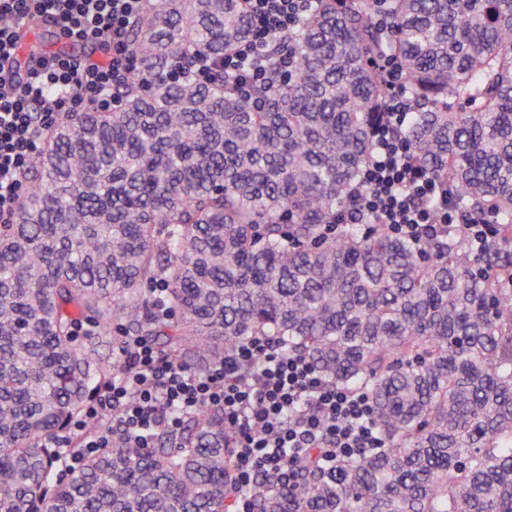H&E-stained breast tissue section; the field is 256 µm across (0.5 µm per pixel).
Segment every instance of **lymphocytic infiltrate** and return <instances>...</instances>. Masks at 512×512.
I'll list each match as a JSON object with an SVG mask.
<instances>
[{
    "label": "lymphocytic infiltrate",
    "mask_w": 512,
    "mask_h": 512,
    "mask_svg": "<svg viewBox=\"0 0 512 512\" xmlns=\"http://www.w3.org/2000/svg\"><path fill=\"white\" fill-rule=\"evenodd\" d=\"M148 0H0V222H7L24 192L23 175L42 146L44 131L58 115L90 108L111 109L117 94L136 74L127 50L131 25ZM314 0H247L254 35L218 62L198 59L196 72L215 68L247 85L260 79L274 35L306 13ZM40 21L67 41L91 45L98 56L44 53L17 79L19 29ZM386 88L383 118L374 130V151L362 183L342 219L379 224L419 241L441 229L465 228L473 259H480L499 233L494 224L469 223L449 187L410 164L401 133L414 109L403 74L393 59H374ZM111 385L94 393L86 418L100 424L82 437L83 420L58 434L67 472L88 455L109 447L121 433L148 446L155 432L175 431L202 406L224 412L235 432L234 478L246 487L264 477L292 480L296 461L312 456L328 465L341 456L362 457L382 447L366 390L339 387L316 372L309 360L264 339L241 343L225 353L208 374L198 375L162 356L146 340H120Z\"/></svg>",
    "instance_id": "f902f5d3"
}]
</instances>
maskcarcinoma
<instances>
[{"label": "carcinoma", "mask_w": 512, "mask_h": 512, "mask_svg": "<svg viewBox=\"0 0 512 512\" xmlns=\"http://www.w3.org/2000/svg\"><path fill=\"white\" fill-rule=\"evenodd\" d=\"M381 4L411 160L500 225L481 271L461 232L336 224L382 116ZM252 33L243 0H159L128 32L119 105L60 120L33 158L0 224V512H229L234 431L213 407L63 473L55 437L122 336L197 374L264 338L369 393L384 447L257 480L255 512H512V0H316L263 86L193 73Z\"/></svg>", "instance_id": "carcinoma-1"}]
</instances>
